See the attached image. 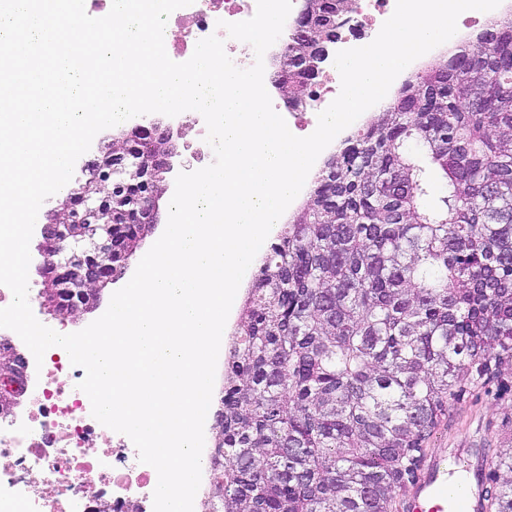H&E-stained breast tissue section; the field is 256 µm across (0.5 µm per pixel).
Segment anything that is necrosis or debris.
Masks as SVG:
<instances>
[{
  "instance_id": "4bbe7bcc",
  "label": "necrosis or debris",
  "mask_w": 512,
  "mask_h": 512,
  "mask_svg": "<svg viewBox=\"0 0 512 512\" xmlns=\"http://www.w3.org/2000/svg\"><path fill=\"white\" fill-rule=\"evenodd\" d=\"M257 0H194L169 17L176 36L168 51L189 59L197 42L220 34V22H240ZM396 0H350L337 30V49L362 47L378 35ZM85 372L65 350L48 349L28 360L22 383L12 385L25 410L0 416V512H153L157 473L140 463L130 438L100 424L78 384Z\"/></svg>"
}]
</instances>
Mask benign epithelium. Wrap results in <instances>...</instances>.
<instances>
[{"label": "benign epithelium", "mask_w": 512, "mask_h": 512, "mask_svg": "<svg viewBox=\"0 0 512 512\" xmlns=\"http://www.w3.org/2000/svg\"><path fill=\"white\" fill-rule=\"evenodd\" d=\"M303 23L306 47L295 56L293 69L282 70L278 80L284 99L298 107L306 105V100L300 95H288L289 81L298 84L317 70L339 20L334 11H318L315 0H302L296 25ZM175 155L174 131L168 125L155 126L147 149L136 148L122 135L114 137L84 161L82 177L75 186L65 188L67 194L52 196L43 203L45 211L35 224L41 236L39 273L43 278L42 292L53 294V301L50 305L43 301L41 305L54 316L64 319L95 308L101 289L113 280L115 262L128 264L137 239L122 231L108 235L101 245L70 253L65 251L64 242L83 236L88 224L112 228L120 206L128 207L124 214H135L138 224L158 223L157 200L167 189V175L173 170ZM144 183L153 184V191L146 204L133 209L131 205L138 203V198L131 196L129 190Z\"/></svg>", "instance_id": "benign-epithelium-1"}]
</instances>
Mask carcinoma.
<instances>
[{
	"label": "carcinoma",
	"mask_w": 512,
	"mask_h": 512,
	"mask_svg": "<svg viewBox=\"0 0 512 512\" xmlns=\"http://www.w3.org/2000/svg\"><path fill=\"white\" fill-rule=\"evenodd\" d=\"M512 369V19L410 75L262 257L202 512H398L450 402ZM484 512H512V448Z\"/></svg>",
	"instance_id": "1"
}]
</instances>
